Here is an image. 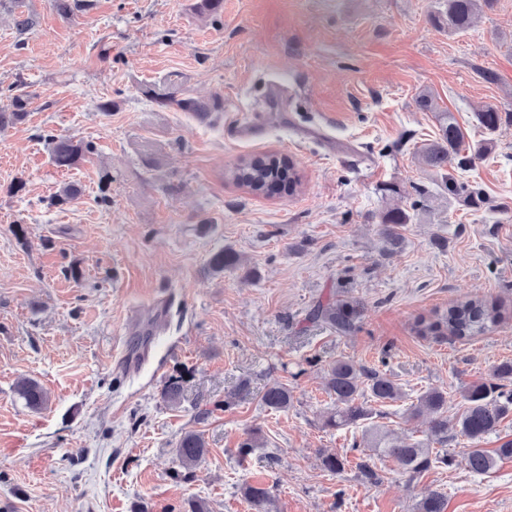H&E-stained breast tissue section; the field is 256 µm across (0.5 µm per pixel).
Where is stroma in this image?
Masks as SVG:
<instances>
[{
    "instance_id": "obj_1",
    "label": "stroma",
    "mask_w": 512,
    "mask_h": 512,
    "mask_svg": "<svg viewBox=\"0 0 512 512\" xmlns=\"http://www.w3.org/2000/svg\"><path fill=\"white\" fill-rule=\"evenodd\" d=\"M198 2L95 0L76 21L23 0L36 24L21 35L19 8L0 0V109L17 81L33 96L27 119L0 130V512H188L193 500L251 512L247 483L269 487L273 512H417L432 492L445 512H512V457L473 473L455 427L466 389L512 362V0L463 31L432 24L444 0ZM162 93L220 109L202 119ZM486 106L505 114L496 147L455 173L481 191L473 207L418 152L439 110L468 141L488 136L475 119ZM43 132L94 150L58 168ZM271 153L293 161L295 196L228 179L239 159ZM67 184L78 198L52 205ZM389 203L411 215L390 253L378 233ZM223 248L241 264L217 273L208 261ZM338 299L359 310L345 337L312 318ZM469 299L501 322L468 341L419 335L420 320ZM340 357L401 386L373 421L403 438L427 437L411 402L447 391V464L412 480L366 457L361 427L323 428L325 370ZM173 375L185 378L177 407L160 397ZM23 378L45 408L18 396ZM275 379L293 395L284 412L261 402ZM243 380L248 398L225 407ZM188 430L208 448L190 473L175 456ZM255 430L262 447L240 457ZM326 454L348 458L341 474ZM17 393L25 404L35 410L43 408L48 396L44 388L35 380L24 378L17 383Z\"/></svg>"
}]
</instances>
